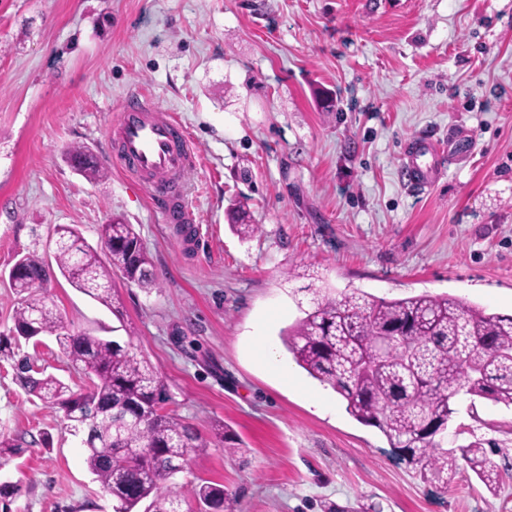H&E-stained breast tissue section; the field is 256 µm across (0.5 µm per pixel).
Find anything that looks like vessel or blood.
I'll use <instances>...</instances> for the list:
<instances>
[{"mask_svg":"<svg viewBox=\"0 0 512 512\" xmlns=\"http://www.w3.org/2000/svg\"><path fill=\"white\" fill-rule=\"evenodd\" d=\"M112 157L119 170L160 202L167 221L192 224L196 216L177 190L196 159L176 118L165 117L146 93L132 94L112 124ZM404 179L417 192L430 190L446 166V155L429 137L404 146Z\"/></svg>","mask_w":512,"mask_h":512,"instance_id":"vessel-or-blood-1","label":"vessel or blood"}]
</instances>
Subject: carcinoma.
I'll return each mask as SVG.
<instances>
[{"instance_id":"cac0c4a2","label":"carcinoma","mask_w":512,"mask_h":512,"mask_svg":"<svg viewBox=\"0 0 512 512\" xmlns=\"http://www.w3.org/2000/svg\"><path fill=\"white\" fill-rule=\"evenodd\" d=\"M230 221L245 239L259 230L239 210ZM56 231L55 265L28 252L10 283L21 296L14 329L20 333L33 322L55 337L88 386L74 392L27 356L17 364L16 381L27 394L61 409L71 430L87 432V467L112 497L114 512H136L146 500L150 512H179L174 475L206 444L189 423L166 411L158 370L132 335L119 342L77 331L54 303L33 297V285L51 282L54 270L78 268L83 278L75 288L112 307V269L130 284L155 285L149 253L133 225L117 217L101 227L112 242L106 262L93 246L78 242L76 229L59 225ZM298 307L303 317L283 341L300 367L343 398L349 415L378 428L403 461L442 488L456 474L458 452L486 486L496 482V465L481 443L448 449L439 429L457 413L454 398L460 394L512 406V315L488 314L450 295L389 300L328 288L316 289L308 308ZM194 497L199 512H233L220 484L201 483Z\"/></svg>"}]
</instances>
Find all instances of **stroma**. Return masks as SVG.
Segmentation results:
<instances>
[{"label": "stroma", "mask_w": 512, "mask_h": 512, "mask_svg": "<svg viewBox=\"0 0 512 512\" xmlns=\"http://www.w3.org/2000/svg\"><path fill=\"white\" fill-rule=\"evenodd\" d=\"M138 91L196 150L180 188L191 244L112 163L108 132ZM451 134L469 152L428 193L409 189L406 141ZM78 147L103 178L74 171ZM235 203L259 227L249 239L229 227ZM115 216L139 233L155 287L113 271L116 314L60 275L47 292L75 329L133 336L206 441L176 478L186 512L203 480L236 512H512V407L459 397L448 445L481 442L498 483L462 462L442 488L302 368L283 387L255 338L290 359L280 333L321 286L512 314V0H0V272L33 250L53 259L59 224L97 245ZM19 351L82 387L53 337ZM0 434L22 448L0 459L10 512H113L82 435L1 353Z\"/></svg>", "instance_id": "obj_1"}]
</instances>
